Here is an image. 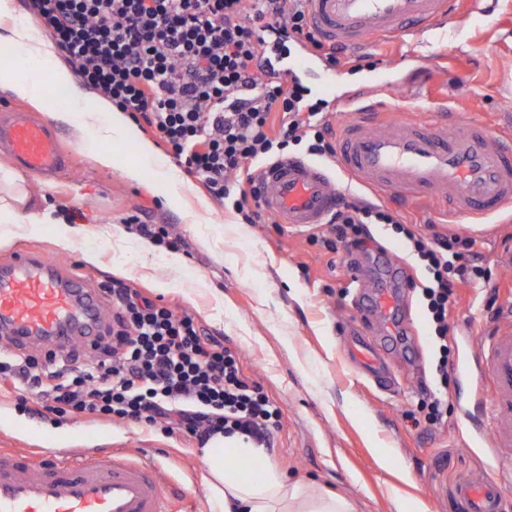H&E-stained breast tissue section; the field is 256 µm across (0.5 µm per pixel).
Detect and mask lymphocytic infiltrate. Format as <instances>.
Masks as SVG:
<instances>
[{
  "instance_id": "lymphocytic-infiltrate-1",
  "label": "lymphocytic infiltrate",
  "mask_w": 512,
  "mask_h": 512,
  "mask_svg": "<svg viewBox=\"0 0 512 512\" xmlns=\"http://www.w3.org/2000/svg\"><path fill=\"white\" fill-rule=\"evenodd\" d=\"M45 32L101 100L143 122L207 193L244 224L261 218L259 165L299 149L336 161L333 128L305 102L300 81L282 83L272 62L314 43L301 0H30ZM391 225L425 276L421 303L447 374L451 298L485 278L471 262L472 239L424 234L360 196L342 199L323 236L358 249L368 227ZM112 326L93 356L0 352V382L21 407L64 421L87 415L136 421L205 445L247 436L269 447L280 409L241 374L223 344L194 317L124 283L107 285Z\"/></svg>"
}]
</instances>
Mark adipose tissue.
I'll use <instances>...</instances> for the list:
<instances>
[{"mask_svg":"<svg viewBox=\"0 0 512 512\" xmlns=\"http://www.w3.org/2000/svg\"><path fill=\"white\" fill-rule=\"evenodd\" d=\"M0 39L22 47L27 58L40 63L36 69L21 65L0 67V89L29 100L54 121L70 124L74 119H81L84 146L98 165L112 166L109 143L134 140L139 144L143 160L167 183L174 200H183L192 192V185L151 141L141 137L127 113L79 89H75L74 95L82 105L80 117L57 111L49 104L42 91L43 71H53L57 80L68 86H72L73 79L70 72L56 67L51 46L34 20L9 28L0 34ZM27 199L24 186L11 172L0 175V245L13 240L12 225L22 224L33 232L41 225L50 224L57 245L71 247L77 234L75 227L49 210L41 214L27 212ZM200 456L208 494L221 512H356L355 504L346 497L328 491L315 493L305 486L288 483L270 461L266 449L245 437L211 439L201 448Z\"/></svg>","mask_w":512,"mask_h":512,"instance_id":"1","label":"adipose tissue"}]
</instances>
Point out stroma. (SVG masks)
Listing matches in <instances>:
<instances>
[{"mask_svg": "<svg viewBox=\"0 0 512 512\" xmlns=\"http://www.w3.org/2000/svg\"><path fill=\"white\" fill-rule=\"evenodd\" d=\"M367 53L365 61L354 50L341 56L335 95L362 86L373 101L398 104L422 118L462 106L471 118L512 132V0H481L462 21ZM62 141L75 158L71 173L48 181L26 173L22 180L30 208L49 207L68 218L81 230L77 243L61 251L48 224L0 246V264L26 247L64 255L95 286L119 280L193 315L205 336L236 353L248 379L279 405L280 426L267 453L289 481L346 496L357 512H415L420 502L427 512H467L458 495L462 480L512 473V456L493 455L472 438L462 413L471 402L468 382L452 369L448 384L440 385L418 289L407 291L414 322L393 337L387 352L398 388L380 391L345 353V334L360 323L350 261L369 267L388 250L411 277L419 275L390 226L370 225L366 250L340 246L332 252L316 240L321 226L298 230L266 219L240 224L211 199L192 221L186 207L169 203L168 186L143 163L137 143H113L114 164L103 168L93 163L75 126H63ZM132 164L141 168L139 180L125 175ZM384 204L420 232L474 240V257L488 278L456 288L448 347L455 361L476 354L489 331L506 325L504 312L512 305V220L448 217L433 204L396 196ZM134 212L148 223L170 225L184 239L178 282L161 272L168 254L162 246L141 259L155 276L114 273L122 256L101 241L99 231L121 227ZM87 249L97 251V263L85 261ZM200 280L209 290L195 291ZM442 386L447 417L432 425L420 418L421 401ZM31 419L14 392L0 391V448L34 449ZM101 446L154 456L172 512H180L186 497L197 512H218L194 440L118 422Z\"/></svg>", "mask_w": 512, "mask_h": 512, "instance_id": "1", "label": "stroma"}]
</instances>
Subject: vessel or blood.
<instances>
[{
    "instance_id": "1",
    "label": "vessel or blood",
    "mask_w": 512,
    "mask_h": 512,
    "mask_svg": "<svg viewBox=\"0 0 512 512\" xmlns=\"http://www.w3.org/2000/svg\"><path fill=\"white\" fill-rule=\"evenodd\" d=\"M319 40L347 50L418 37L454 19L453 0H303ZM337 170L288 155L261 170L259 197L279 223L306 229L326 223L352 187L383 198H444L451 213L487 217L512 214V137L483 122L449 124L437 116L409 119L396 104L377 108L362 90L340 101ZM0 153L19 168L52 178L74 165L58 131L23 108L0 110ZM408 280L402 265L384 257L372 291L359 306L366 317L400 330L399 292ZM112 310L98 288L74 270L23 249L0 265V333L13 345L55 353L93 351ZM350 352L363 369L391 386L388 363L368 340ZM479 372L489 377L476 406L491 404L495 424L486 443L494 454L512 453V330L495 328L483 339ZM505 479L468 481L460 495L468 512H507ZM0 512H169L155 461L120 451L86 448L35 454L0 448Z\"/></svg>"
}]
</instances>
